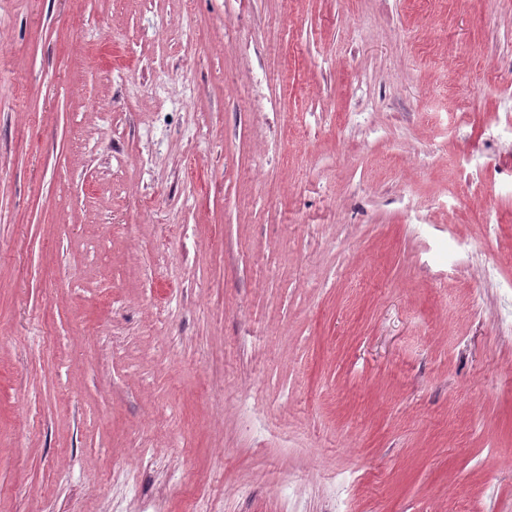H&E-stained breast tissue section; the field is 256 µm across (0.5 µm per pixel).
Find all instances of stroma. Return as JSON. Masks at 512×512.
I'll return each mask as SVG.
<instances>
[{
    "label": "stroma",
    "instance_id": "1",
    "mask_svg": "<svg viewBox=\"0 0 512 512\" xmlns=\"http://www.w3.org/2000/svg\"><path fill=\"white\" fill-rule=\"evenodd\" d=\"M208 474L512 512V0H0V512Z\"/></svg>",
    "mask_w": 512,
    "mask_h": 512
}]
</instances>
